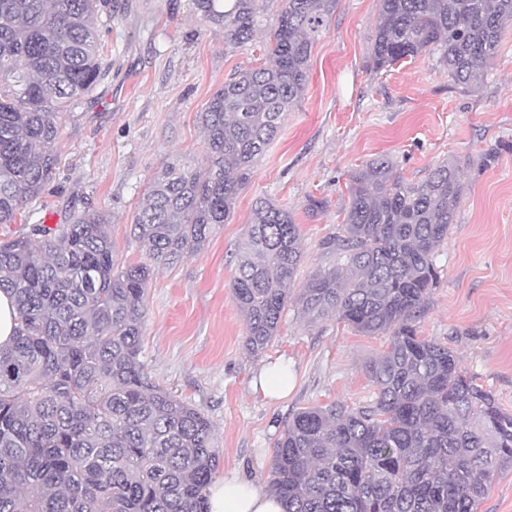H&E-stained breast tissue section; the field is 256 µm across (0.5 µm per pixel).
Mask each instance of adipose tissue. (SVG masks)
<instances>
[{
  "instance_id": "adipose-tissue-1",
  "label": "adipose tissue",
  "mask_w": 512,
  "mask_h": 512,
  "mask_svg": "<svg viewBox=\"0 0 512 512\" xmlns=\"http://www.w3.org/2000/svg\"><path fill=\"white\" fill-rule=\"evenodd\" d=\"M210 512H283L270 492L230 472L208 490Z\"/></svg>"
}]
</instances>
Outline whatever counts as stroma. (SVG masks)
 Returning a JSON list of instances; mask_svg holds the SVG:
<instances>
[{"label":"stroma","mask_w":512,"mask_h":512,"mask_svg":"<svg viewBox=\"0 0 512 512\" xmlns=\"http://www.w3.org/2000/svg\"><path fill=\"white\" fill-rule=\"evenodd\" d=\"M102 27L106 74L63 119L59 175L30 202L22 225L64 223L74 207L111 219L122 262L146 260L130 236L135 208L169 156L190 164L207 152L198 114L238 70L262 62V43L281 0H260L254 40L224 45V30L203 21L195 0H111ZM380 0H339L312 47L308 84L239 194L229 223L217 225L200 253L158 271L150 284L141 359L152 381L204 413L215 428L219 472L267 486L274 443L300 408L373 402L366 365L391 337L365 336L337 319L308 322L294 306L260 354L245 348L246 325L231 282L235 254L254 205L287 207L300 227L304 257L297 280L332 266L325 249L342 232L355 169L394 162L410 182L443 161L465 173L462 202L436 250L440 280L417 322L420 336L453 350L461 366L512 411V30L478 90L456 85L436 56H418L378 73L369 67ZM496 158L483 167L485 153ZM325 200L308 214L309 198ZM287 363L294 387L276 398L258 389L268 366Z\"/></svg>","instance_id":"1"}]
</instances>
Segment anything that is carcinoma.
<instances>
[{
	"instance_id": "1",
	"label": "carcinoma",
	"mask_w": 512,
	"mask_h": 512,
	"mask_svg": "<svg viewBox=\"0 0 512 512\" xmlns=\"http://www.w3.org/2000/svg\"><path fill=\"white\" fill-rule=\"evenodd\" d=\"M263 64L243 69L198 115L204 164L167 158L130 231L148 260L125 263L109 218L70 211L0 240V290L15 300L0 348V512H208L220 461L214 426L153 384L140 360L154 272L201 251L301 100L311 50L339 0H282ZM370 66L436 54L458 85L480 87L512 0H380ZM232 48L254 36L259 0H196ZM108 0H0V224H14L56 179L59 121L104 74L99 18ZM464 171L434 166L417 183L375 159L350 179L336 265L293 293L303 259L287 208L256 201L232 293L246 349L263 351L295 300L300 316L391 332L368 365L373 403L308 406L274 444L269 491L284 512H477L512 469V413L473 382L449 348L418 336L439 282L435 251L455 223Z\"/></svg>"
}]
</instances>
